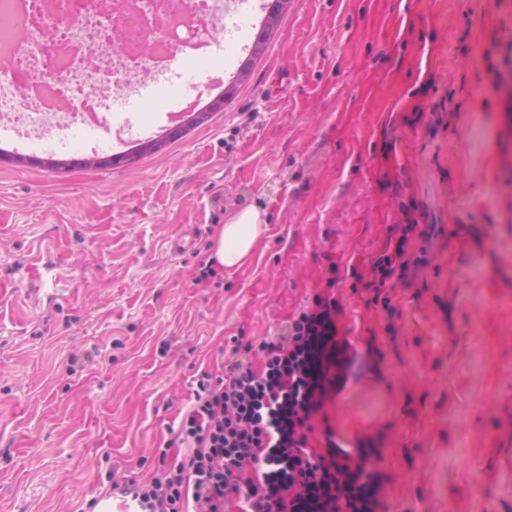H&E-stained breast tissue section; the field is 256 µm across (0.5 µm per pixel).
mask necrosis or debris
<instances>
[{
    "label": "necrosis or debris",
    "mask_w": 512,
    "mask_h": 512,
    "mask_svg": "<svg viewBox=\"0 0 512 512\" xmlns=\"http://www.w3.org/2000/svg\"><path fill=\"white\" fill-rule=\"evenodd\" d=\"M107 0H0V129L14 144L72 124L104 120L132 77L160 76L177 59L204 61L224 29L223 0H182L194 15L160 26L157 0H141L121 23L126 40L150 52L116 48Z\"/></svg>",
    "instance_id": "1"
}]
</instances>
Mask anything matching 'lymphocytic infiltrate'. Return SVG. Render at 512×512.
<instances>
[{
    "instance_id": "f902f5d3",
    "label": "lymphocytic infiltrate",
    "mask_w": 512,
    "mask_h": 512,
    "mask_svg": "<svg viewBox=\"0 0 512 512\" xmlns=\"http://www.w3.org/2000/svg\"><path fill=\"white\" fill-rule=\"evenodd\" d=\"M393 230L394 248L376 259L365 290L380 292L407 271L403 255L415 227ZM338 313L336 299L317 295L310 310L260 345L232 337L229 354L197 371L191 405L160 449L158 468L140 481L113 476V497L135 502L139 512H225L229 500L246 512H339L327 491L335 449L307 451L313 422L336 387L318 367L347 355ZM181 446L187 455L171 459Z\"/></svg>"
}]
</instances>
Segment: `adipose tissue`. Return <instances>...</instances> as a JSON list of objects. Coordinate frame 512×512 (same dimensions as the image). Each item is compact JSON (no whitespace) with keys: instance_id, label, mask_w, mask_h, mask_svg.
<instances>
[{"instance_id":"obj_1","label":"adipose tissue","mask_w":512,"mask_h":512,"mask_svg":"<svg viewBox=\"0 0 512 512\" xmlns=\"http://www.w3.org/2000/svg\"><path fill=\"white\" fill-rule=\"evenodd\" d=\"M264 219L254 207L231 214L212 244V263L232 269L253 251L263 231Z\"/></svg>"}]
</instances>
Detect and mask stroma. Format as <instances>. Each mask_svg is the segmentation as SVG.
Instances as JSON below:
<instances>
[{
	"instance_id": "1",
	"label": "stroma",
	"mask_w": 512,
	"mask_h": 512,
	"mask_svg": "<svg viewBox=\"0 0 512 512\" xmlns=\"http://www.w3.org/2000/svg\"><path fill=\"white\" fill-rule=\"evenodd\" d=\"M259 57L175 131L159 103L121 166L80 135L0 146V512H90L141 478L224 339L336 298L358 360L314 445L361 459L378 512H512V0H253ZM156 150H138L144 138ZM266 226L192 277L227 213ZM394 224L429 262L365 306Z\"/></svg>"
}]
</instances>
